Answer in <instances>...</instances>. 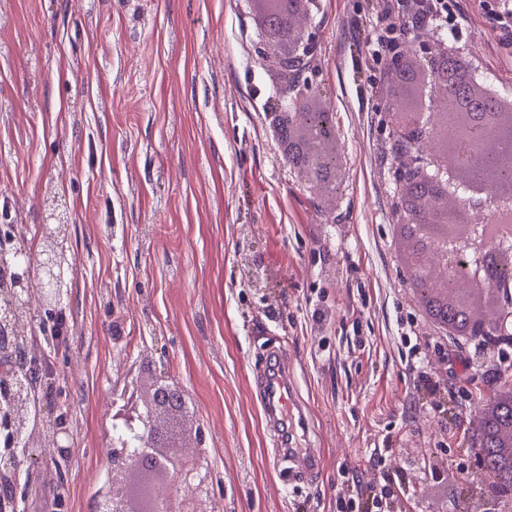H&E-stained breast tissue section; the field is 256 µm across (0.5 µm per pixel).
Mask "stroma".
<instances>
[{"label":"stroma","instance_id":"obj_1","mask_svg":"<svg viewBox=\"0 0 512 512\" xmlns=\"http://www.w3.org/2000/svg\"><path fill=\"white\" fill-rule=\"evenodd\" d=\"M461 50L512 95V39L476 0ZM372 0H315L310 67L332 116L328 195L304 183L266 118L281 97L249 0H0V225L29 245L64 224L63 336L33 348L70 457L28 444L17 512H94L121 489L106 453L125 385L172 376L212 512H473V403L501 393L512 343L462 372L426 322L394 241L398 148ZM260 253L267 289L242 262ZM286 351L321 451L315 477L273 455L256 378Z\"/></svg>","mask_w":512,"mask_h":512}]
</instances>
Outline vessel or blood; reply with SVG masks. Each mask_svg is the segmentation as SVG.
<instances>
[{
	"instance_id": "vessel-or-blood-1",
	"label": "vessel or blood",
	"mask_w": 512,
	"mask_h": 512,
	"mask_svg": "<svg viewBox=\"0 0 512 512\" xmlns=\"http://www.w3.org/2000/svg\"><path fill=\"white\" fill-rule=\"evenodd\" d=\"M257 388L266 417L279 430L274 441L275 458L292 461L306 472H318L321 451L307 441L306 409L295 393L286 353L274 354L270 368L259 376Z\"/></svg>"
}]
</instances>
